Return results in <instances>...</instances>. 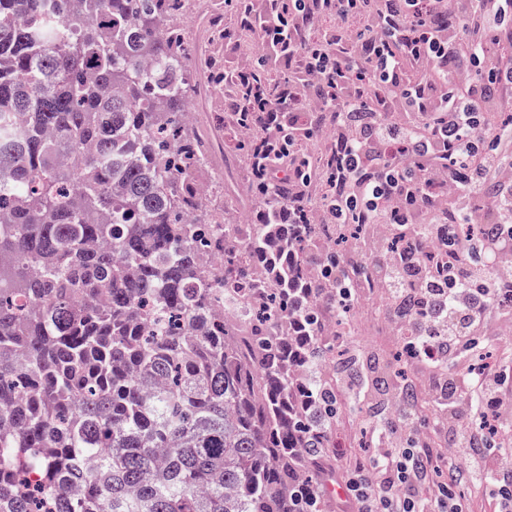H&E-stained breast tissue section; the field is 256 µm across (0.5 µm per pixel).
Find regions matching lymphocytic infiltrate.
I'll return each instance as SVG.
<instances>
[{
    "label": "lymphocytic infiltrate",
    "instance_id": "obj_1",
    "mask_svg": "<svg viewBox=\"0 0 512 512\" xmlns=\"http://www.w3.org/2000/svg\"><path fill=\"white\" fill-rule=\"evenodd\" d=\"M322 16L335 18V34L307 38V27ZM366 16L372 22L364 37L354 23ZM259 30L264 50L287 56L301 77L289 82L287 105L257 86L242 109L261 113L271 140L284 130L301 139L322 112L332 113L336 127L338 174L326 189L334 203L310 209V177L294 178L289 223L337 224L354 210L363 224H406L419 212L432 235L454 220L485 224L487 262L512 254V122H484L512 97V0H281ZM478 65L493 81L473 80ZM371 99L397 101L404 119L372 118ZM448 151L465 158L453 175L441 162ZM412 171L429 188L423 198L400 190V178ZM480 198L492 209H479ZM471 249L458 241L447 277L425 275L404 258L382 264L374 282L388 302L410 293L423 300L427 322L415 346L435 347L444 359L486 335L491 322H512V308L492 305L493 290L479 276ZM448 410L456 425L465 412L512 423V397L496 369L469 367L467 390ZM416 419L410 406L394 418V428L413 430L412 445L385 449L371 461L358 512H458L436 480L438 456L415 433Z\"/></svg>",
    "mask_w": 512,
    "mask_h": 512
}]
</instances>
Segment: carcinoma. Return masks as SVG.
Segmentation results:
<instances>
[{"label":"carcinoma","mask_w":512,"mask_h":512,"mask_svg":"<svg viewBox=\"0 0 512 512\" xmlns=\"http://www.w3.org/2000/svg\"><path fill=\"white\" fill-rule=\"evenodd\" d=\"M192 0H0V512H322L333 463L336 382L296 384L299 365L336 355L379 262L345 244L370 224H284L288 179H258L273 152L263 119L238 161L261 198L258 223L184 218L209 145L186 120L202 88L177 25ZM254 31L248 0H226ZM396 260L413 251L448 272L452 241L387 225ZM485 225L459 224L482 239ZM322 243L312 276L307 255ZM275 282L265 288L254 264ZM252 299L240 322L221 302ZM336 307V331L320 300ZM390 367L409 405L416 313L398 307Z\"/></svg>","instance_id":"1"}]
</instances>
